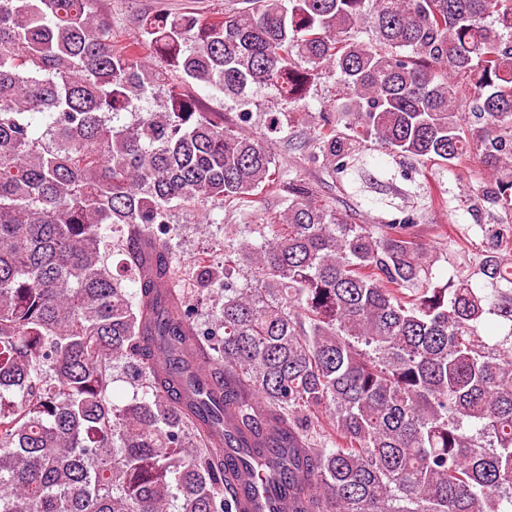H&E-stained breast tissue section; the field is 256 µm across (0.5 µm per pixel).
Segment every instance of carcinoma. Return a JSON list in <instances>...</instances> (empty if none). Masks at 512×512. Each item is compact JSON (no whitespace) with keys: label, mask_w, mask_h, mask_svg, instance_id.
Listing matches in <instances>:
<instances>
[{"label":"carcinoma","mask_w":512,"mask_h":512,"mask_svg":"<svg viewBox=\"0 0 512 512\" xmlns=\"http://www.w3.org/2000/svg\"><path fill=\"white\" fill-rule=\"evenodd\" d=\"M244 3L121 41L105 0H0V512H239L257 492L213 446L227 415L288 512H512V0ZM253 87L358 200L369 142L477 158L487 287L435 280L417 211L368 197L391 218L354 224L285 178ZM269 193L283 209L224 233V267L187 273L176 209ZM252 103L248 108L253 112L252 132L256 135L266 133L267 119L271 112H284L275 92L267 88H253L250 92Z\"/></svg>","instance_id":"obj_1"}]
</instances>
